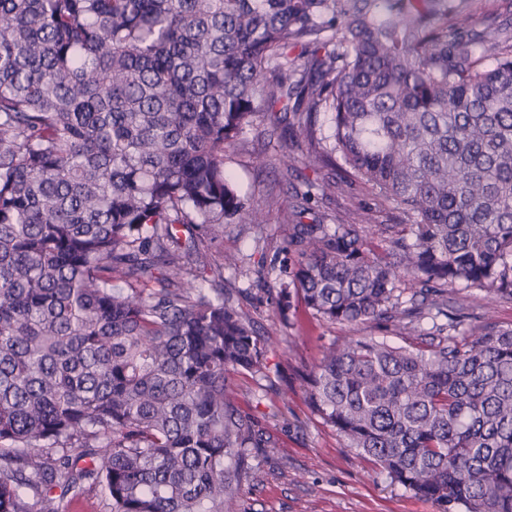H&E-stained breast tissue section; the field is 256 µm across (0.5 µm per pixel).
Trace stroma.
Masks as SVG:
<instances>
[{"mask_svg":"<svg viewBox=\"0 0 512 512\" xmlns=\"http://www.w3.org/2000/svg\"><path fill=\"white\" fill-rule=\"evenodd\" d=\"M265 118H258L244 147L228 150L227 169L238 190L251 204L278 195L283 206L293 202V189L319 181L321 172L296 165L282 179L278 155L258 166L255 155L264 140ZM287 225L271 222L263 229L243 224L224 227L223 251L242 258L243 271H225L224 292L250 318L260 333L277 338L269 359L270 378L232 374L244 408L264 415L280 438L268 449L259 478L242 482L238 512H436L435 506L391 482L385 472L360 458L307 401L304 373L319 360L325 345L345 336H375L374 325L322 322L298 305L278 306L264 293V285H279L284 267L294 258L286 251Z\"/></svg>","mask_w":512,"mask_h":512,"instance_id":"stroma-1","label":"stroma"}]
</instances>
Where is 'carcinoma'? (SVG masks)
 <instances>
[{
  "label": "carcinoma",
  "mask_w": 512,
  "mask_h": 512,
  "mask_svg": "<svg viewBox=\"0 0 512 512\" xmlns=\"http://www.w3.org/2000/svg\"><path fill=\"white\" fill-rule=\"evenodd\" d=\"M260 114L337 169L289 209L226 168ZM274 216L295 263L267 292L405 340L329 343L312 410L437 512H512V324L460 297L512 302V18L448 0H0V512H235L279 437L228 374L277 342L220 245ZM371 198V192L367 187L357 186L350 193L336 192L334 199L313 201L312 205L316 212L319 209L321 212L331 215L332 218L336 216V220H338L348 209L372 202Z\"/></svg>",
  "instance_id": "carcinoma-1"
}]
</instances>
